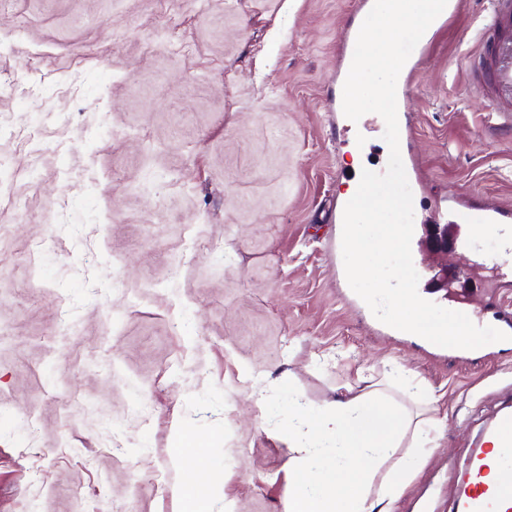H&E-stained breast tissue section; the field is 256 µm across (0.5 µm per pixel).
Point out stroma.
I'll use <instances>...</instances> for the list:
<instances>
[{
    "label": "stroma",
    "mask_w": 512,
    "mask_h": 512,
    "mask_svg": "<svg viewBox=\"0 0 512 512\" xmlns=\"http://www.w3.org/2000/svg\"><path fill=\"white\" fill-rule=\"evenodd\" d=\"M357 0H0V512H184L180 431L225 476L208 512H285L290 396L358 377L442 423L392 512H453L471 449L512 404V342L464 355L380 322L350 288L322 212L384 124L330 109ZM488 0L435 27L399 127L415 227L462 196L512 205V129L478 78ZM173 28L182 48L153 46ZM39 125L31 155L13 129ZM204 242L188 250L190 240ZM44 242L31 268L27 252ZM501 259L498 238L437 264ZM263 390L267 414L251 402Z\"/></svg>",
    "instance_id": "35a3bbf8"
}]
</instances>
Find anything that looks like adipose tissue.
Segmentation results:
<instances>
[{
	"label": "adipose tissue",
	"instance_id": "obj_1",
	"mask_svg": "<svg viewBox=\"0 0 512 512\" xmlns=\"http://www.w3.org/2000/svg\"><path fill=\"white\" fill-rule=\"evenodd\" d=\"M425 421L374 384L348 385L314 405L295 396L278 428L292 451L287 512H392L410 477V454L426 456ZM335 462L320 464L322 449Z\"/></svg>",
	"mask_w": 512,
	"mask_h": 512
}]
</instances>
